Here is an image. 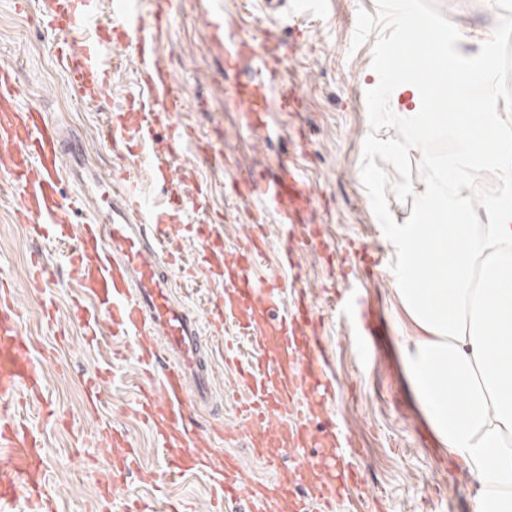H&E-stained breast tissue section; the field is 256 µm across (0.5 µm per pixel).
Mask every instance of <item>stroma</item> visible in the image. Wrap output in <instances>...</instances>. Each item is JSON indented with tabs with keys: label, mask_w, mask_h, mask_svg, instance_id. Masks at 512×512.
<instances>
[{
	"label": "stroma",
	"mask_w": 512,
	"mask_h": 512,
	"mask_svg": "<svg viewBox=\"0 0 512 512\" xmlns=\"http://www.w3.org/2000/svg\"><path fill=\"white\" fill-rule=\"evenodd\" d=\"M208 0H178L175 20L163 46L173 78L188 99L180 122L193 137L174 157V165L192 166L198 181L211 188L212 212L224 216V248L233 251L250 229L257 198L240 199L227 193L232 178L253 173L274 176L281 161H289L312 186L316 207L311 223L320 227V241L304 245L299 262L306 289L323 326V339L334 362L336 400L306 423L322 430L327 419L352 432L365 450L357 464L366 481L368 502L383 500L385 512H473L469 477L461 464L449 459L431 432L404 374L398 344L418 335L396 293L390 269L396 262L388 224H412L419 216L420 193L436 164L452 155L457 144L442 131L426 144H412L402 123L380 116L382 105L374 88V73L388 47L392 10L388 0H323L313 13L302 10L303 0H287L271 12L265 0H223L240 33L264 38L274 34L291 43L284 78L303 100L299 112L263 113L266 134L252 132L231 87L243 72L226 69L224 58L210 47L199 18ZM425 25L451 39L462 59L494 50L499 114L512 125V0H416ZM56 34L17 13L12 0H0V57L10 58L31 99L40 103L50 120L64 132L81 136L94 167L105 173L120 169L111 147L96 136L112 109L120 107L136 82V67L124 57L113 71L99 102L82 99L57 63ZM222 141L235 165L216 171L199 160L201 145ZM399 146L391 154V146ZM499 180L490 168L476 163L460 189L469 198L475 218H482L487 200ZM380 258L374 279L362 290L364 308L378 321L376 337L353 335L349 316L331 306L330 285L338 276L349 245ZM57 267L53 285L57 325L42 321L41 304L26 285L34 252ZM0 270L16 285L24 333L36 350L52 351L47 367L45 404L68 424L49 418L44 404L27 405V422L40 434L46 452V492L56 512H129L134 502L159 501L181 505L188 512H212L211 478L192 473L171 484L164 480L163 452L150 426L135 413L137 368L132 350L113 356L109 347L88 343L84 330L70 318L78 294V277L64 262L56 241L33 240L14 209L12 191L0 183ZM108 368L107 404L97 413L84 405V382ZM215 390V407L196 415L198 426L223 422L233 432L221 441L225 451L244 459L248 481L285 480L297 493L292 476L296 456L281 453L278 472L264 459L250 456L246 427L223 387ZM125 429L142 450L141 457L109 502H101L102 475L112 469V448L99 443L100 428Z\"/></svg>",
	"instance_id": "obj_1"
}]
</instances>
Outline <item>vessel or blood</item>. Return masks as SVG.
I'll return each instance as SVG.
<instances>
[{
  "instance_id": "obj_1",
  "label": "vessel or blood",
  "mask_w": 512,
  "mask_h": 512,
  "mask_svg": "<svg viewBox=\"0 0 512 512\" xmlns=\"http://www.w3.org/2000/svg\"><path fill=\"white\" fill-rule=\"evenodd\" d=\"M142 0H40L35 14L43 28L62 32L55 54L70 84L98 100L109 80L103 64L112 51L123 49L139 62V77L124 106L109 113L99 129L122 161L140 155L158 130H166L169 155L181 151L188 133L177 117L186 95L176 83L159 51L164 24L173 18L175 0H152L142 11ZM216 48L224 49L230 68L255 62L251 90L241 102L249 119H256L260 100L277 92L282 109H298L295 95L281 89L278 75L289 47L273 35L263 39L242 36L225 45L224 9L206 12ZM94 30L93 41L74 39L77 31ZM159 184L166 189L165 206L143 193L129 171L101 177L87 163L82 140L67 135L43 109L27 99L15 66L0 61V177L13 188L12 201L23 215L32 237L72 240L66 258L79 274L80 298L72 316L89 340L109 335L112 344L133 345L139 383L137 415L151 426L168 451L164 474L177 482L193 471H210L216 508L247 500L261 512L285 503L287 512H311L319 501L321 512H336L349 488L361 487L363 477L355 463L352 437L336 425L314 434L289 415L305 416L313 404L336 399L332 363L322 339V326L303 283L302 274L289 281L260 279L255 268L267 252L276 251L281 264L294 265L302 243L316 239L319 228L304 224L313 191L293 169L274 178L260 174L243 181L245 193L261 201L253 222L275 218L277 240L254 233L243 238L233 254L224 251V227L191 224L187 216L208 206L201 187L184 191L171 182L167 164L154 165ZM75 195H65L63 183ZM86 220L75 223L78 212ZM179 228L197 243L191 266H184L179 246L171 237ZM210 287L206 315H199L178 295L182 277ZM54 271L41 255L30 259L27 282L43 295L42 315L47 325L57 323L56 308L45 294ZM293 294L284 303V291ZM232 325L234 336L215 339L206 329L223 331ZM245 337L253 355L240 359L237 337ZM48 355L34 356L23 337L22 314L8 278L0 279V512L25 495L49 505L40 471L43 446L39 433L15 412L16 407L40 397L45 385ZM233 376L234 388L245 394L239 407L249 425L248 442L255 455L269 445L298 454L315 439L326 443L319 467L299 464L295 474L306 487L303 496L283 499L277 482H244L237 456L218 452L211 436L200 431L194 413L213 400L218 366ZM103 444L118 448L112 464V485L120 487L137 464L138 450L126 432L112 427L100 433Z\"/></svg>"
}]
</instances>
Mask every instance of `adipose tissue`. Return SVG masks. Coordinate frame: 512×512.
<instances>
[{
    "instance_id": "obj_1",
    "label": "adipose tissue",
    "mask_w": 512,
    "mask_h": 512,
    "mask_svg": "<svg viewBox=\"0 0 512 512\" xmlns=\"http://www.w3.org/2000/svg\"><path fill=\"white\" fill-rule=\"evenodd\" d=\"M423 70L396 59L377 83L404 109L411 142L448 126L458 142L421 193L419 223L389 227L396 291L421 331L399 351L430 427L471 477L474 512H512V131L498 117L490 58L428 83ZM477 161L500 180L482 224L454 187Z\"/></svg>"
}]
</instances>
